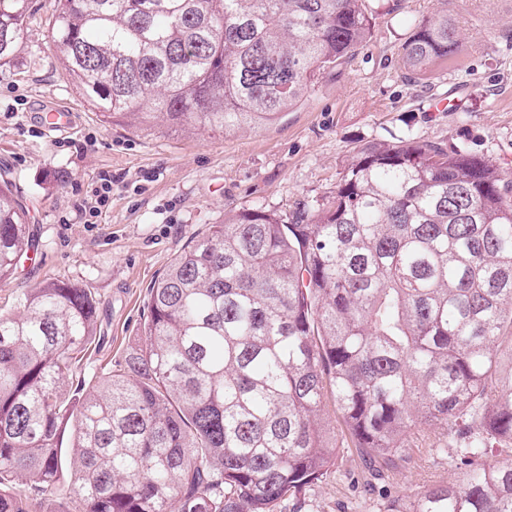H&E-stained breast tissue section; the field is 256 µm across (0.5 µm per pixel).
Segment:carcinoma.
<instances>
[{"label":"carcinoma","mask_w":512,"mask_h":512,"mask_svg":"<svg viewBox=\"0 0 512 512\" xmlns=\"http://www.w3.org/2000/svg\"><path fill=\"white\" fill-rule=\"evenodd\" d=\"M32 0H0V67ZM366 0H55L65 76L105 123L184 133L275 124L367 40ZM443 13L412 22V81L461 50ZM512 183L465 149L365 145L317 209H239L149 288L142 343L79 396L90 289L48 281L0 312V512L68 483L79 512H278L333 466L332 395L356 449L439 425L458 484L386 512H512ZM0 182V282L33 245ZM71 444L63 446L64 433Z\"/></svg>","instance_id":"cac0c4a2"}]
</instances>
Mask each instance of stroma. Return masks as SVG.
Wrapping results in <instances>:
<instances>
[{
    "label": "stroma",
    "mask_w": 512,
    "mask_h": 512,
    "mask_svg": "<svg viewBox=\"0 0 512 512\" xmlns=\"http://www.w3.org/2000/svg\"><path fill=\"white\" fill-rule=\"evenodd\" d=\"M54 0H34L10 64L0 67V180L26 209L38 246L13 280L0 284V310L38 284L90 288L97 332L73 383L96 386L123 368L148 315V290L175 254L225 212L266 206L289 216L332 195L356 149L407 138L457 145L512 181V0H366L369 38L277 123L227 135L189 137L168 128L103 125L62 74L49 39ZM448 13L462 53L416 81L399 65L414 17ZM64 105L72 128L46 131L42 115ZM112 193L94 223H64L100 172ZM322 414L336 438V464L311 487L301 512H385L433 484L458 480L443 431L425 427L386 460L357 454L332 399Z\"/></svg>",
    "instance_id": "35a3bbf8"
}]
</instances>
